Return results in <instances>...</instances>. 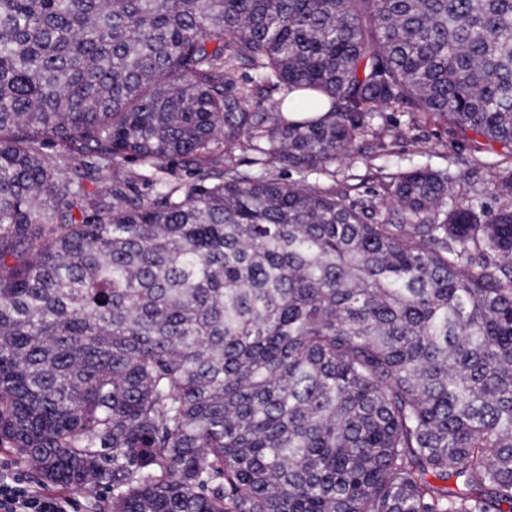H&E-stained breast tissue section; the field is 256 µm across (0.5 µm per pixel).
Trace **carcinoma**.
I'll return each mask as SVG.
<instances>
[{"instance_id":"carcinoma-1","label":"carcinoma","mask_w":512,"mask_h":512,"mask_svg":"<svg viewBox=\"0 0 512 512\" xmlns=\"http://www.w3.org/2000/svg\"><path fill=\"white\" fill-rule=\"evenodd\" d=\"M393 104L491 186L325 184ZM0 448L111 512H512V0H0Z\"/></svg>"}]
</instances>
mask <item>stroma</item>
I'll list each match as a JSON object with an SVG mask.
<instances>
[{
    "instance_id": "stroma-1",
    "label": "stroma",
    "mask_w": 512,
    "mask_h": 512,
    "mask_svg": "<svg viewBox=\"0 0 512 512\" xmlns=\"http://www.w3.org/2000/svg\"><path fill=\"white\" fill-rule=\"evenodd\" d=\"M380 137L368 138L351 156L338 162L337 189H349L351 199L374 198L379 191L380 171L429 167L454 175L452 191L470 196L472 188L489 178L486 169H474L466 160L473 145L456 133L420 114L401 107H384L374 119Z\"/></svg>"
}]
</instances>
